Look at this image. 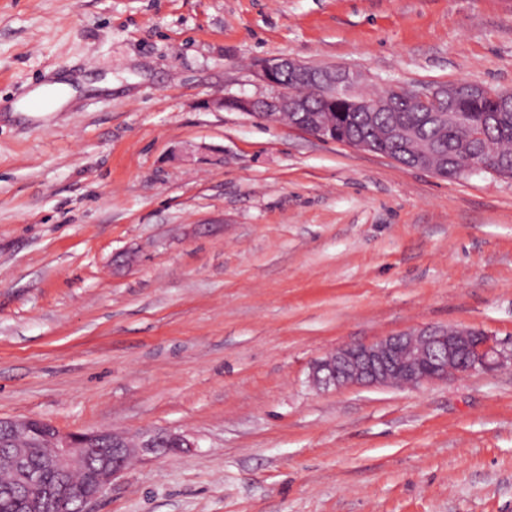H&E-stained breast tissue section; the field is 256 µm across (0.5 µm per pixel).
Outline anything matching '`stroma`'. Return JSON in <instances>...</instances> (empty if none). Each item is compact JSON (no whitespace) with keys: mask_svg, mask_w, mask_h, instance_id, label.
<instances>
[{"mask_svg":"<svg viewBox=\"0 0 512 512\" xmlns=\"http://www.w3.org/2000/svg\"><path fill=\"white\" fill-rule=\"evenodd\" d=\"M279 56L512 89V0H0V418L191 441L95 512H512V364L309 384L423 327L512 343V180L210 108Z\"/></svg>","mask_w":512,"mask_h":512,"instance_id":"35a3bbf8","label":"stroma"}]
</instances>
